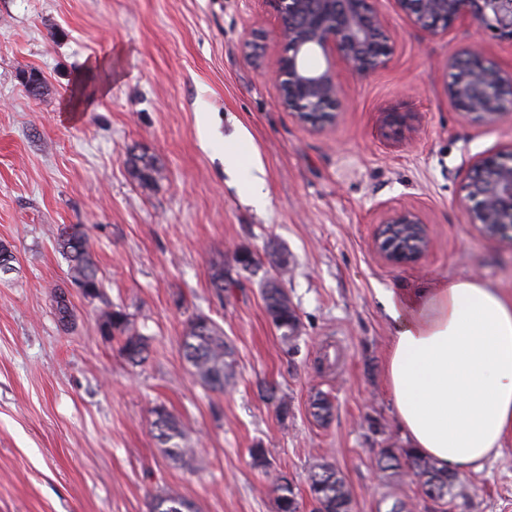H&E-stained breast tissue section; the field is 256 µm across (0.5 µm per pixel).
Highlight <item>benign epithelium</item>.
Masks as SVG:
<instances>
[{"instance_id":"7a95c632","label":"benign epithelium","mask_w":512,"mask_h":512,"mask_svg":"<svg viewBox=\"0 0 512 512\" xmlns=\"http://www.w3.org/2000/svg\"><path fill=\"white\" fill-rule=\"evenodd\" d=\"M279 18V37L287 46L272 68L280 104L300 122L319 129L341 112L337 69L364 76L385 65L392 50L385 19L371 0H268ZM409 23L433 36L468 25L512 43V0H395ZM320 57L325 65L313 66ZM454 73L448 98L471 121L493 124L503 110L492 105L494 94L512 88V73L488 58L483 49L466 46L448 56ZM469 223L488 237L512 232V159L497 154L479 157L464 186ZM375 246L391 264L417 261L429 248L430 236L412 210L387 215Z\"/></svg>"}]
</instances>
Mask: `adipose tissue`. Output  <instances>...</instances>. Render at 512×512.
<instances>
[{"label":"adipose tissue","instance_id":"ef3b65f1","mask_svg":"<svg viewBox=\"0 0 512 512\" xmlns=\"http://www.w3.org/2000/svg\"><path fill=\"white\" fill-rule=\"evenodd\" d=\"M385 390L403 438L440 468L479 470L512 434V297L476 277L385 298Z\"/></svg>","mask_w":512,"mask_h":512}]
</instances>
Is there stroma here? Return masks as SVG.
I'll list each match as a JSON object with an SVG mask.
<instances>
[{"mask_svg":"<svg viewBox=\"0 0 512 512\" xmlns=\"http://www.w3.org/2000/svg\"><path fill=\"white\" fill-rule=\"evenodd\" d=\"M372 6L392 53L368 75L339 71L344 110L311 130L280 105L269 75L285 45L266 0H0V244L14 255L0 271V512H149L168 492L197 512H276L284 476L313 512L308 476L324 460L352 512H388L397 500L432 512L412 477L377 465L380 449L405 445L384 389L383 297L471 276L512 295V246L479 234L462 204L473 161L512 148V115L464 120L444 67L479 43L512 71V44L475 26L434 37L394 0ZM33 71L37 97L25 87ZM391 112L408 130L386 128ZM141 153L161 170L150 187L128 164ZM257 167L262 207L240 177ZM404 208L419 212L431 247L393 266L373 238L385 213ZM71 227L89 239L99 297L83 295L58 247ZM270 243L288 253L284 286L300 318L291 349L257 278L234 261L238 248ZM218 264L239 280L221 296L210 286ZM111 309L148 337L144 363L100 333ZM197 314L234 350L224 390L201 386L181 356ZM264 383L287 415L259 397ZM318 393L332 405L325 422L311 408ZM159 405L181 422L193 458H168L151 426ZM257 446L266 466L253 463ZM459 481L465 495L450 512H512V436Z\"/></svg>","mask_w":512,"mask_h":512,"instance_id":"obj_1","label":"stroma"}]
</instances>
